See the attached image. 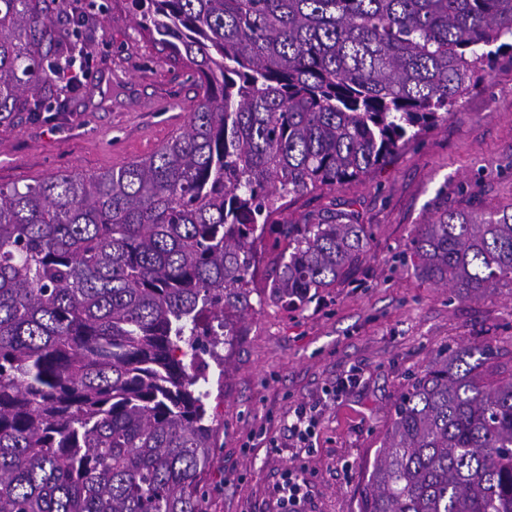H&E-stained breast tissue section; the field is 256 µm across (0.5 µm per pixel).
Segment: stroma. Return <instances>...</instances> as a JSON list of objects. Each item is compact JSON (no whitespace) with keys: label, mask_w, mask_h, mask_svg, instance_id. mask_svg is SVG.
<instances>
[{"label":"stroma","mask_w":512,"mask_h":512,"mask_svg":"<svg viewBox=\"0 0 512 512\" xmlns=\"http://www.w3.org/2000/svg\"><path fill=\"white\" fill-rule=\"evenodd\" d=\"M96 62L80 91L47 87L57 109L0 120V186L58 173L95 175L152 155L184 131L197 79L169 64L139 32L130 0H70ZM512 204V55L447 120L407 143L368 176L288 201L281 224L350 214L366 225V253L353 276L304 309L254 303L238 333L206 357L209 413L220 426L207 512H278L273 485L304 472L306 512H359L364 471L379 449L393 403L435 358L463 346L489 348L512 368V290L476 301L424 282L401 263L416 225L465 204ZM359 382L319 415L311 445H288L297 405L324 398L348 370Z\"/></svg>","instance_id":"obj_1"}]
</instances>
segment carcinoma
I'll list each match as a JSON object with an SVG mask.
<instances>
[{
	"label": "carcinoma",
	"instance_id": "cac0c4a2",
	"mask_svg": "<svg viewBox=\"0 0 512 512\" xmlns=\"http://www.w3.org/2000/svg\"><path fill=\"white\" fill-rule=\"evenodd\" d=\"M39 0H0V118L51 111L82 57ZM197 74L185 130L147 158L0 187V512H206L218 424L200 354L269 295L351 278L363 224H279L284 201L369 175L512 50V0H131ZM403 263L477 300L512 289V205L416 225ZM359 512H512V371L478 347L396 398Z\"/></svg>",
	"mask_w": 512,
	"mask_h": 512
}]
</instances>
